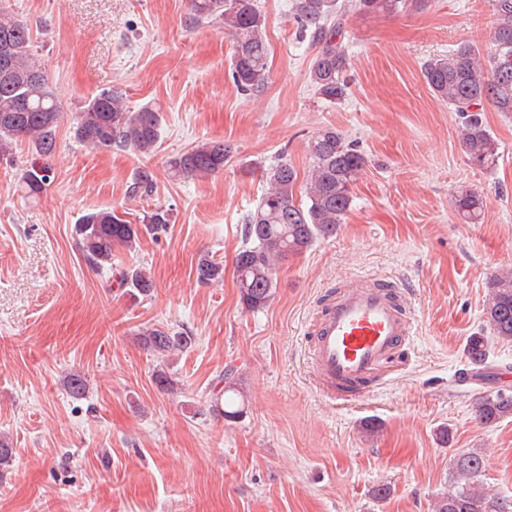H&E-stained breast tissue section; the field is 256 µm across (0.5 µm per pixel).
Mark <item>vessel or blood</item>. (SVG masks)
<instances>
[{
	"instance_id": "obj_1",
	"label": "vessel or blood",
	"mask_w": 512,
	"mask_h": 512,
	"mask_svg": "<svg viewBox=\"0 0 512 512\" xmlns=\"http://www.w3.org/2000/svg\"><path fill=\"white\" fill-rule=\"evenodd\" d=\"M407 303L404 292L368 277L327 299L308 329L315 391L339 408L371 394L375 379L409 343Z\"/></svg>"
}]
</instances>
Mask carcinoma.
Here are the masks:
<instances>
[{"instance_id": "obj_1", "label": "carcinoma", "mask_w": 512, "mask_h": 512, "mask_svg": "<svg viewBox=\"0 0 512 512\" xmlns=\"http://www.w3.org/2000/svg\"><path fill=\"white\" fill-rule=\"evenodd\" d=\"M197 22L220 20L233 41L230 59L232 79L244 95L258 92L270 80L266 18L256 0H189ZM430 0H294L292 9L300 34L311 33L320 50L310 69V83L321 99L334 104L348 95L346 80L348 50L342 39L341 19L346 12L364 16L397 15L408 9L424 10ZM496 16L490 41L494 51L484 56L480 48L461 42L448 55L432 58L424 65V78L431 95L459 113L464 130L460 149L468 161L481 169H492L499 158V143L484 124L480 107L490 103L506 117L512 116V0H492ZM64 112L49 85L48 77L35 62L32 37L27 24L0 10V155L27 144L36 154L51 156L57 144V131ZM162 125L161 112L149 105L131 109L123 94L107 89L92 97L72 119L74 136L82 145L95 150L135 148L147 153L156 145ZM310 166L305 185L307 201L297 197L298 172L281 158L268 173V187L254 211L247 215L242 245L235 256L240 301L248 311L267 307L275 295L274 270L279 261L307 251L320 237L336 234L351 210L353 186L368 166L367 156L334 127L317 132L308 146ZM231 147L221 140H207L189 147L168 161L173 178L206 177L224 170ZM50 165L32 166L22 174L25 195L38 196L51 182ZM156 179L143 169L135 175L131 194L152 193ZM455 208L467 224L484 216L480 194L461 189ZM172 222L170 210L156 206L144 215L142 223L131 224L108 210L83 214L74 233L84 261L93 269L112 264L116 247L133 249L141 235L154 236ZM198 282L210 284L224 279V265L213 256L200 255L196 265ZM119 285L136 298L151 294L154 282L142 268L120 273ZM492 335L512 341V270L495 275L489 282L483 309ZM144 346L165 359L191 347L192 338L163 327L140 333ZM466 353L471 363L483 365L488 358L484 336L469 337ZM73 398L85 395V379L76 373L65 380ZM239 390L231 374L224 373V419L238 418ZM478 417L486 425L512 417V395L485 396L478 405ZM486 458L477 449L455 458L448 490L435 500L434 512H512V498L491 493L478 483Z\"/></svg>"}]
</instances>
